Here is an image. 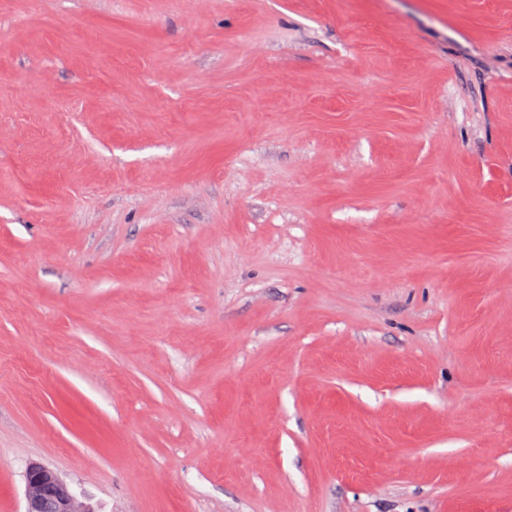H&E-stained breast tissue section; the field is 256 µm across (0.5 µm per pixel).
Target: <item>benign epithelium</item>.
I'll list each match as a JSON object with an SVG mask.
<instances>
[{
  "label": "benign epithelium",
  "instance_id": "benign-epithelium-1",
  "mask_svg": "<svg viewBox=\"0 0 512 512\" xmlns=\"http://www.w3.org/2000/svg\"><path fill=\"white\" fill-rule=\"evenodd\" d=\"M25 512H95L79 502L69 486L50 468L30 464L25 472Z\"/></svg>",
  "mask_w": 512,
  "mask_h": 512
}]
</instances>
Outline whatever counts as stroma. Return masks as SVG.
Listing matches in <instances>:
<instances>
[{
	"instance_id": "stroma-1",
	"label": "stroma",
	"mask_w": 512,
	"mask_h": 512,
	"mask_svg": "<svg viewBox=\"0 0 512 512\" xmlns=\"http://www.w3.org/2000/svg\"><path fill=\"white\" fill-rule=\"evenodd\" d=\"M512 512V0H0V512ZM25 512H95L79 502L69 486L50 468L31 463L25 472Z\"/></svg>"
}]
</instances>
